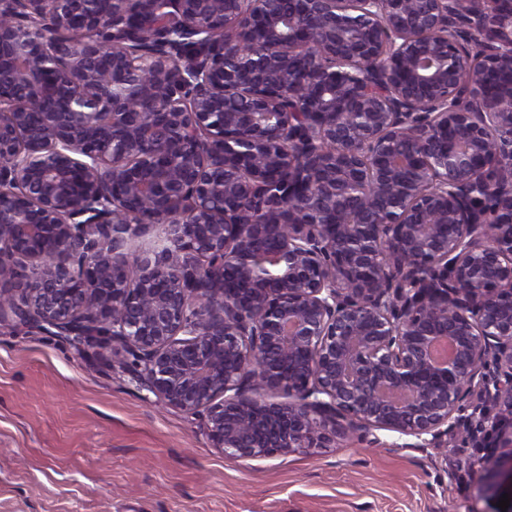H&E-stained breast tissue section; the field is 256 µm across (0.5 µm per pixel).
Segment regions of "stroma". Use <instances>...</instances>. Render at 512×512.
<instances>
[{"label": "stroma", "mask_w": 512, "mask_h": 512, "mask_svg": "<svg viewBox=\"0 0 512 512\" xmlns=\"http://www.w3.org/2000/svg\"><path fill=\"white\" fill-rule=\"evenodd\" d=\"M377 438L227 460L199 417L144 401L59 337L0 324V512H488L473 449Z\"/></svg>", "instance_id": "35a3bbf8"}]
</instances>
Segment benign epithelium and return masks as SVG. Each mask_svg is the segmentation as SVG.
I'll list each match as a JSON object with an SVG mask.
<instances>
[{
  "mask_svg": "<svg viewBox=\"0 0 512 512\" xmlns=\"http://www.w3.org/2000/svg\"><path fill=\"white\" fill-rule=\"evenodd\" d=\"M2 322L228 460L467 444L478 396L512 500V0H0Z\"/></svg>",
  "mask_w": 512,
  "mask_h": 512,
  "instance_id": "7a95c632",
  "label": "benign epithelium"
}]
</instances>
